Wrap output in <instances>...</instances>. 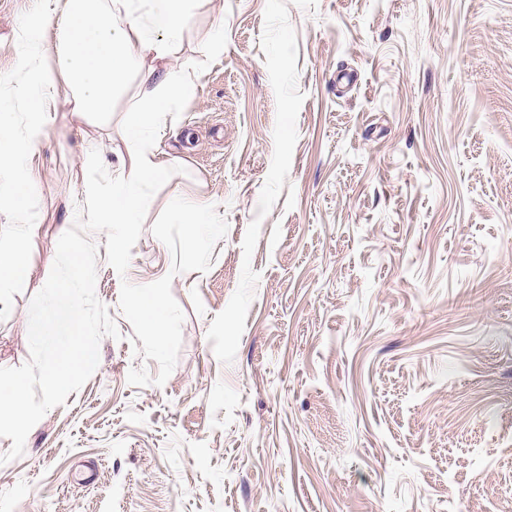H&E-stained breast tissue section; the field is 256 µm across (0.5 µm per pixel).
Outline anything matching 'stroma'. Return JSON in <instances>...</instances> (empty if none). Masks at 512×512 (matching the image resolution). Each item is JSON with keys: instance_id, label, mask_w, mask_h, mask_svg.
<instances>
[{"instance_id": "35a3bbf8", "label": "stroma", "mask_w": 512, "mask_h": 512, "mask_svg": "<svg viewBox=\"0 0 512 512\" xmlns=\"http://www.w3.org/2000/svg\"><path fill=\"white\" fill-rule=\"evenodd\" d=\"M34 4L0 0V81ZM171 63L198 84L148 137L173 170L122 274L92 238L121 337L0 465V512H512V0H194ZM141 91L38 145L0 367ZM178 196L223 201L200 243ZM127 308L148 335H165L168 310L160 293L154 290L135 289L128 294Z\"/></svg>"}]
</instances>
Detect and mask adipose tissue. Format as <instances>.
Wrapping results in <instances>:
<instances>
[{"label":"adipose tissue","mask_w":512,"mask_h":512,"mask_svg":"<svg viewBox=\"0 0 512 512\" xmlns=\"http://www.w3.org/2000/svg\"><path fill=\"white\" fill-rule=\"evenodd\" d=\"M188 15V0H37L13 44L20 65L0 86V185L15 193L13 225L0 232V297L31 273L27 244L37 225L29 198L40 180L32 160L37 140L60 107L79 117L111 112L115 90L145 60L144 93L130 102L124 125L130 173L117 175L109 187L87 181L79 190L107 233L115 271H122L128 252L122 229L141 223L149 188L170 172L143 139L196 88L187 69L165 64ZM127 308L148 335H164L168 310L160 293L135 289Z\"/></svg>","instance_id":"ef3b65f1"}]
</instances>
